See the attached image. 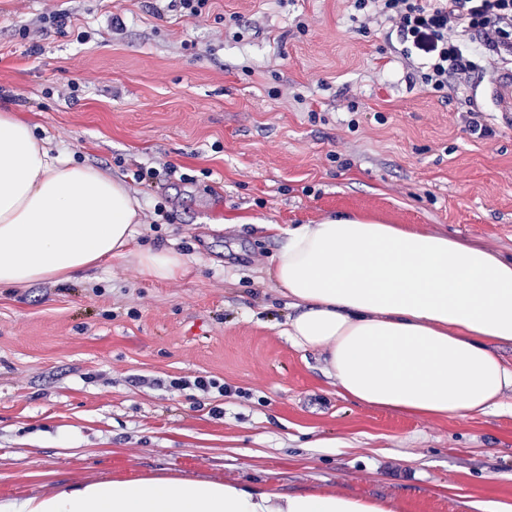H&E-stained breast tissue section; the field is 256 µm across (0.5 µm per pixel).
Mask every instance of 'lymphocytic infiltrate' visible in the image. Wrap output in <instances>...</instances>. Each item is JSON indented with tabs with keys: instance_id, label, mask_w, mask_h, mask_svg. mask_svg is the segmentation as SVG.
Returning a JSON list of instances; mask_svg holds the SVG:
<instances>
[{
	"instance_id": "obj_1",
	"label": "lymphocytic infiltrate",
	"mask_w": 512,
	"mask_h": 512,
	"mask_svg": "<svg viewBox=\"0 0 512 512\" xmlns=\"http://www.w3.org/2000/svg\"><path fill=\"white\" fill-rule=\"evenodd\" d=\"M355 21L384 20L409 82L441 98L475 84L476 56L512 72V0H352Z\"/></svg>"
}]
</instances>
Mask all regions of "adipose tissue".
Instances as JSON below:
<instances>
[{"mask_svg": "<svg viewBox=\"0 0 512 512\" xmlns=\"http://www.w3.org/2000/svg\"><path fill=\"white\" fill-rule=\"evenodd\" d=\"M141 205L102 170L52 153L0 112V288L65 282L133 259L155 282L188 272L174 249L132 251ZM270 275L292 302L286 334L321 355L338 394L423 417L485 415L512 393V260L446 234L366 216L288 230ZM338 491L165 476L100 481L23 501L17 512H403Z\"/></svg>", "mask_w": 512, "mask_h": 512, "instance_id": "1", "label": "adipose tissue"}]
</instances>
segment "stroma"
<instances>
[{
  "mask_svg": "<svg viewBox=\"0 0 512 512\" xmlns=\"http://www.w3.org/2000/svg\"><path fill=\"white\" fill-rule=\"evenodd\" d=\"M56 11L67 27L43 29ZM351 13L349 0H210L159 19L144 0H0V108L126 184L142 208L134 248L189 261L163 283L112 260L0 288L1 506L153 475L337 489L406 512L512 506V393L444 419L362 405L285 334L270 224L359 213L512 259V112L490 77L440 100ZM474 103L494 137L470 134ZM166 164L191 182L133 178Z\"/></svg>",
  "mask_w": 512,
  "mask_h": 512,
  "instance_id": "obj_1",
  "label": "stroma"
}]
</instances>
